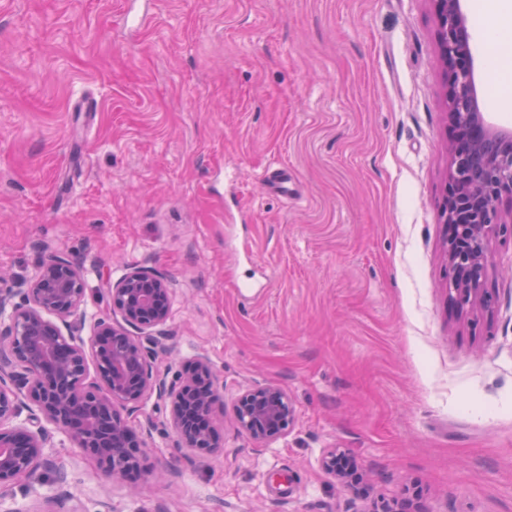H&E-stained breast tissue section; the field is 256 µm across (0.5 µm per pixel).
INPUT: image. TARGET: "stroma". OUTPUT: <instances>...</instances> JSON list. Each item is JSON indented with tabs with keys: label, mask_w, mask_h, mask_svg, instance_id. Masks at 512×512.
<instances>
[{
	"label": "stroma",
	"mask_w": 512,
	"mask_h": 512,
	"mask_svg": "<svg viewBox=\"0 0 512 512\" xmlns=\"http://www.w3.org/2000/svg\"><path fill=\"white\" fill-rule=\"evenodd\" d=\"M461 6L479 106L512 130L482 4ZM435 30L429 0H0V275L20 285L67 254L95 319L106 278L150 267L175 292L160 372L203 354L224 406L258 380L296 408L263 448L216 419L211 455L176 447L145 400L133 481L58 431L65 483H16L9 506L512 512V239L490 247L492 309L458 314ZM325 448L358 458V483L320 468Z\"/></svg>",
	"instance_id": "stroma-1"
}]
</instances>
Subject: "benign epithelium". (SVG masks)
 Returning <instances> with one entry per match:
<instances>
[{"instance_id": "7a95c632", "label": "benign epithelium", "mask_w": 512, "mask_h": 512, "mask_svg": "<svg viewBox=\"0 0 512 512\" xmlns=\"http://www.w3.org/2000/svg\"><path fill=\"white\" fill-rule=\"evenodd\" d=\"M436 19L439 62L444 73L446 117L451 132L448 171L440 210L448 229V301L459 312L487 309L490 246L512 237V134L495 131L477 110L472 34L461 0H429ZM111 311L90 334L82 309L83 273L71 259L51 253L21 288L0 286V512H15L1 491L56 469L52 430L97 459L104 477L122 481L142 469L151 448L137 435L139 404L163 405L177 441L212 452L216 378L200 355L192 372L169 382L155 366L170 337L174 298L169 282L133 266L106 280ZM94 369H89V365ZM296 411L275 383H254L235 395L230 421L257 446L288 436ZM325 472L347 482L359 469L355 456L325 448Z\"/></svg>"}]
</instances>
